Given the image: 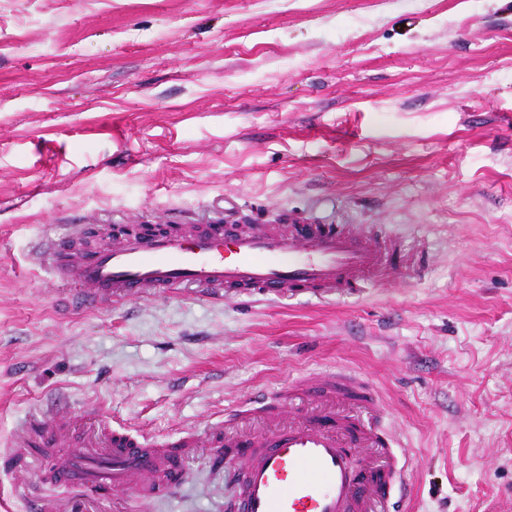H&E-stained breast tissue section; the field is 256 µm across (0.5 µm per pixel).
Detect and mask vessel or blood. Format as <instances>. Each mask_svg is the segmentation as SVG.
Here are the masks:
<instances>
[{"label":"vessel or blood","mask_w":512,"mask_h":512,"mask_svg":"<svg viewBox=\"0 0 512 512\" xmlns=\"http://www.w3.org/2000/svg\"><path fill=\"white\" fill-rule=\"evenodd\" d=\"M80 225L46 235L37 263L65 284L69 294L96 306L135 301L179 288L223 295L317 299L349 296L383 283L398 270L420 271L421 251L401 238L362 225H240L214 221L166 228L149 236L79 248ZM256 415L288 418L260 441L224 432L227 464L247 468L235 492L242 512H391L410 475L405 447L384 427L382 399L361 374L339 368L302 376L288 386L240 401L224 412L225 423ZM76 419L35 416L17 431L13 455L29 448H61L48 473L55 484L115 493L144 490L168 495L181 482L180 449L196 444L193 431L159 441L111 420L87 422L82 441L69 435Z\"/></svg>","instance_id":"1"}]
</instances>
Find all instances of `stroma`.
Segmentation results:
<instances>
[{"mask_svg": "<svg viewBox=\"0 0 512 512\" xmlns=\"http://www.w3.org/2000/svg\"><path fill=\"white\" fill-rule=\"evenodd\" d=\"M373 224L426 270L354 296L189 288L67 306L31 251L71 224ZM344 367L412 458L400 512H512V0H0V498L21 422L165 437ZM244 466L196 449L164 497L225 512Z\"/></svg>", "mask_w": 512, "mask_h": 512, "instance_id": "1", "label": "stroma"}]
</instances>
